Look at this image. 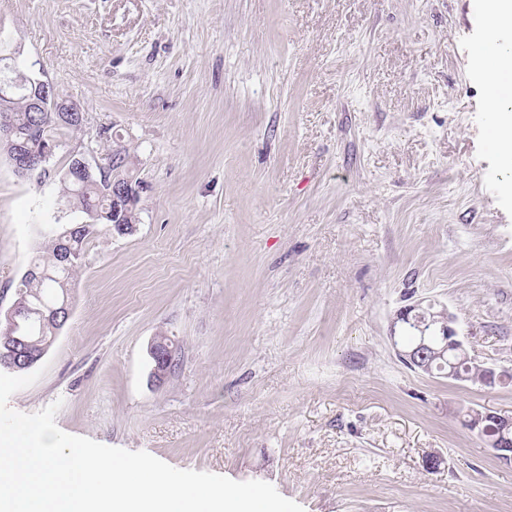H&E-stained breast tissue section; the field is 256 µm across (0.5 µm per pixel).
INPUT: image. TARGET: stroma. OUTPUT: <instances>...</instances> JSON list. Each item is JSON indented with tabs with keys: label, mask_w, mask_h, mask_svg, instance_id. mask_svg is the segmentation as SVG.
<instances>
[{
	"label": "stroma",
	"mask_w": 512,
	"mask_h": 512,
	"mask_svg": "<svg viewBox=\"0 0 512 512\" xmlns=\"http://www.w3.org/2000/svg\"><path fill=\"white\" fill-rule=\"evenodd\" d=\"M484 0H0L23 70L87 114L48 176L0 158V306L52 224L56 178L135 151L130 235L98 229L71 315L11 409L178 469L261 480L304 512H512V467L464 424L487 387L407 367L390 340L447 308L512 370V171L472 57ZM166 336L179 364L151 377Z\"/></svg>",
	"instance_id": "stroma-1"
}]
</instances>
